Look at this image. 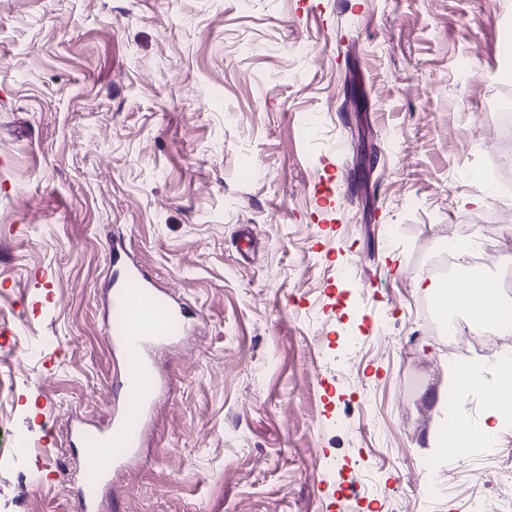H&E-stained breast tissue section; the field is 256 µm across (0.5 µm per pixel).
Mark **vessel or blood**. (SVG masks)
Here are the masks:
<instances>
[{
    "instance_id": "obj_1",
    "label": "vessel or blood",
    "mask_w": 512,
    "mask_h": 512,
    "mask_svg": "<svg viewBox=\"0 0 512 512\" xmlns=\"http://www.w3.org/2000/svg\"><path fill=\"white\" fill-rule=\"evenodd\" d=\"M123 251L122 239L113 238L112 343L123 363L122 386L128 398L109 428L95 429L81 421L73 428L83 470L95 473L102 483L142 445L138 427L160 389L155 363L146 353L148 345L177 340L188 330L185 308L165 302L150 275L127 262Z\"/></svg>"
}]
</instances>
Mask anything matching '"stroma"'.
I'll use <instances>...</instances> for the list:
<instances>
[{
	"label": "stroma",
	"mask_w": 512,
	"mask_h": 512,
	"mask_svg": "<svg viewBox=\"0 0 512 512\" xmlns=\"http://www.w3.org/2000/svg\"><path fill=\"white\" fill-rule=\"evenodd\" d=\"M503 111L512 0H0V512H75L71 420L123 405L119 235L195 329L99 512H512V428L429 445L417 286L447 227L512 246Z\"/></svg>",
	"instance_id": "stroma-1"
}]
</instances>
